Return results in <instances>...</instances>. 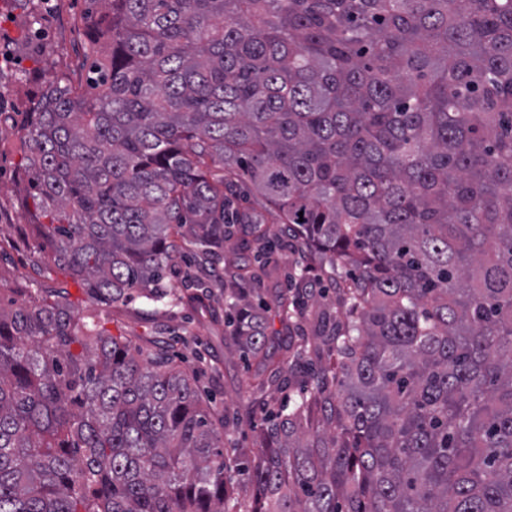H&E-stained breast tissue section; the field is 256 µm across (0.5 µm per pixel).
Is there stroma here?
<instances>
[{
  "label": "stroma",
  "instance_id": "35a3bbf8",
  "mask_svg": "<svg viewBox=\"0 0 512 512\" xmlns=\"http://www.w3.org/2000/svg\"><path fill=\"white\" fill-rule=\"evenodd\" d=\"M87 0H0V299L19 298L31 283L65 291L81 309L96 314L112 335L127 337L140 349L162 344L168 358L194 378L197 392L210 402V410L234 468L236 494L250 499L252 488L239 466L253 458L260 446L259 425L265 412L278 409L288 399L287 381L265 393L247 390L256 370L255 361L244 360L224 334L219 315L223 296L208 298L210 315H201L186 278H207L225 273L241 263L233 244H225L217 264L199 260L181 267L170 285L183 297L181 305H147L137 298L122 308L100 306L65 272L45 265L37 252V232L27 211L29 177L18 149L17 127L10 115L24 111L36 87L63 73L81 79L89 66L84 56L88 39L77 22Z\"/></svg>",
  "mask_w": 512,
  "mask_h": 512
}]
</instances>
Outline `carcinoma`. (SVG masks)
Segmentation results:
<instances>
[{
  "label": "carcinoma",
  "instance_id": "obj_1",
  "mask_svg": "<svg viewBox=\"0 0 512 512\" xmlns=\"http://www.w3.org/2000/svg\"><path fill=\"white\" fill-rule=\"evenodd\" d=\"M89 2L86 81L18 126L45 258L106 306L181 302L164 280L224 251L238 171L346 317L316 313V369L260 308L224 313L250 388L302 371L244 505L163 353L49 288L0 306V512H512V0ZM276 268L269 245L240 270ZM308 274L274 299L290 332Z\"/></svg>",
  "mask_w": 512,
  "mask_h": 512
}]
</instances>
